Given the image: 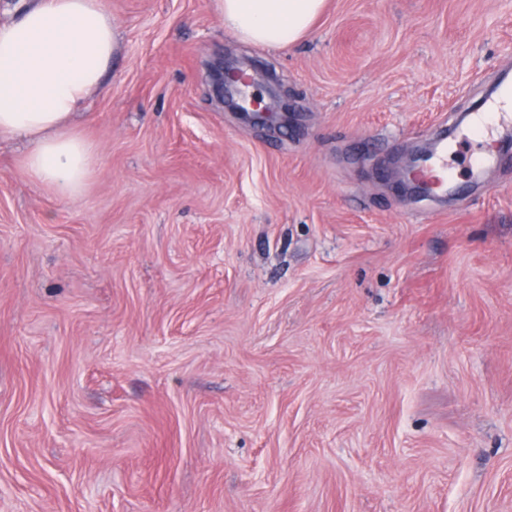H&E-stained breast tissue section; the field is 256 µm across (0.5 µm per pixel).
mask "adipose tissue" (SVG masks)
Wrapping results in <instances>:
<instances>
[{
	"label": "adipose tissue",
	"instance_id": "adipose-tissue-1",
	"mask_svg": "<svg viewBox=\"0 0 512 512\" xmlns=\"http://www.w3.org/2000/svg\"><path fill=\"white\" fill-rule=\"evenodd\" d=\"M325 0H216L240 40L279 48L299 40ZM117 37L105 0H32L0 25V136L27 139L26 174L63 199L79 197L93 146L73 117L112 63Z\"/></svg>",
	"mask_w": 512,
	"mask_h": 512
}]
</instances>
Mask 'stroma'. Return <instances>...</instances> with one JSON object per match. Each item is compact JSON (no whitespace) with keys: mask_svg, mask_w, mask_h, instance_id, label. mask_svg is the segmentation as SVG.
I'll use <instances>...</instances> for the list:
<instances>
[{"mask_svg":"<svg viewBox=\"0 0 512 512\" xmlns=\"http://www.w3.org/2000/svg\"><path fill=\"white\" fill-rule=\"evenodd\" d=\"M106 4L84 193L0 137V512H512V164L379 176L512 74V0H325L278 49ZM224 59L295 121L224 105Z\"/></svg>","mask_w":512,"mask_h":512,"instance_id":"stroma-1","label":"stroma"}]
</instances>
